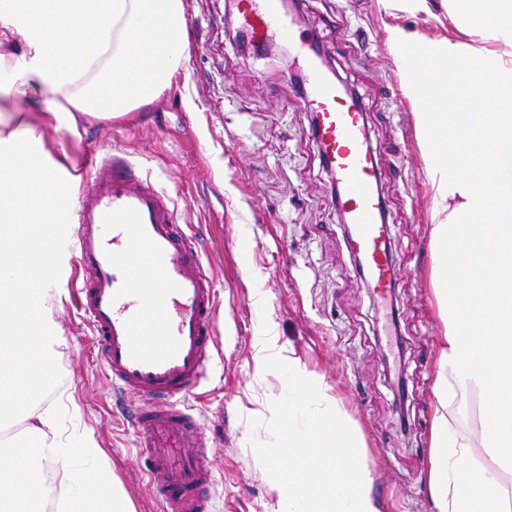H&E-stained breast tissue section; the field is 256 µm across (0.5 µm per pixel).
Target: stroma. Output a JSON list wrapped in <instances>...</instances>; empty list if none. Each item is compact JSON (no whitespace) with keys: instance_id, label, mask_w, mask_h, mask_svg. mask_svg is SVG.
Returning a JSON list of instances; mask_svg holds the SVG:
<instances>
[{"instance_id":"obj_1","label":"stroma","mask_w":512,"mask_h":512,"mask_svg":"<svg viewBox=\"0 0 512 512\" xmlns=\"http://www.w3.org/2000/svg\"><path fill=\"white\" fill-rule=\"evenodd\" d=\"M194 15L187 76L151 104L112 121L47 123L50 91L11 103L21 121L43 126V160L54 178L81 176L91 153L126 155L191 225L218 301V348L209 401L199 421L210 446L221 512H274L278 488L249 443L267 440L277 372L255 356L264 328L276 349L298 358L337 392L364 433L380 512H432L428 440L432 367L441 323L431 291L428 227L439 223L412 106L387 40L397 26L421 41L455 36L447 0L419 10L409 0H298L305 35L365 112L380 176L390 247L399 276L396 323L385 335L380 299L349 248L336 184L312 134V113L293 59L256 58L231 40L230 0H183ZM74 270L56 257L53 315L69 347L60 383L73 404L64 423L90 430L134 512H154L142 490L135 442L113 407L90 326L66 285ZM260 427L251 428L250 419Z\"/></svg>"}]
</instances>
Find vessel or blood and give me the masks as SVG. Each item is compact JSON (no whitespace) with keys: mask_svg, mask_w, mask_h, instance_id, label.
Here are the masks:
<instances>
[{"mask_svg":"<svg viewBox=\"0 0 512 512\" xmlns=\"http://www.w3.org/2000/svg\"><path fill=\"white\" fill-rule=\"evenodd\" d=\"M236 9L234 23L252 43L274 39L305 57V105L353 228L349 247L371 286L390 290L397 268L360 105L320 67L283 0H238ZM57 208L74 228L71 292L99 364L126 401L158 512H213L216 480L194 411L217 348V293L194 237L164 193L109 151L92 160L76 204ZM144 265L155 275L148 287L139 279Z\"/></svg>","mask_w":512,"mask_h":512,"instance_id":"obj_1","label":"vessel or blood"}]
</instances>
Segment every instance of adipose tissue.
<instances>
[{"instance_id": "ef3b65f1", "label": "adipose tissue", "mask_w": 512, "mask_h": 512, "mask_svg": "<svg viewBox=\"0 0 512 512\" xmlns=\"http://www.w3.org/2000/svg\"><path fill=\"white\" fill-rule=\"evenodd\" d=\"M457 37L388 28L444 222L430 225L442 338L433 366V512H512V0H448ZM0 94L57 97L56 119L109 120L183 76V0H0ZM0 512H133L92 433L50 396L67 342L49 303L62 216L33 124L0 113Z\"/></svg>"}]
</instances>
